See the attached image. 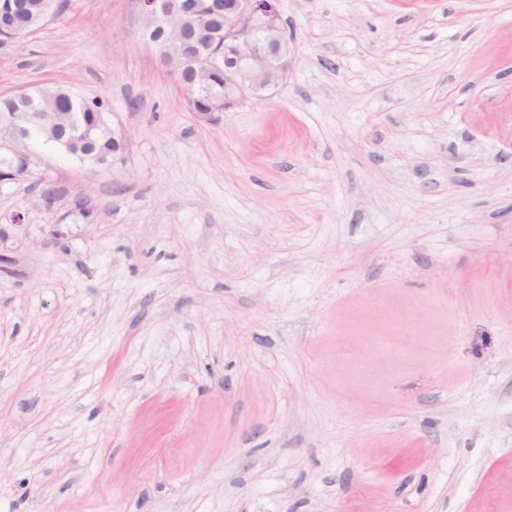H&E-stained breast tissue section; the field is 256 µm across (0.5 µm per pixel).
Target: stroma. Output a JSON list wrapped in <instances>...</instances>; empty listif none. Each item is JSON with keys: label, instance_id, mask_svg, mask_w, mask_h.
I'll return each mask as SVG.
<instances>
[{"label": "stroma", "instance_id": "obj_1", "mask_svg": "<svg viewBox=\"0 0 512 512\" xmlns=\"http://www.w3.org/2000/svg\"><path fill=\"white\" fill-rule=\"evenodd\" d=\"M279 9L212 123L132 0L0 46L126 137L0 183V512H512V0Z\"/></svg>", "mask_w": 512, "mask_h": 512}]
</instances>
